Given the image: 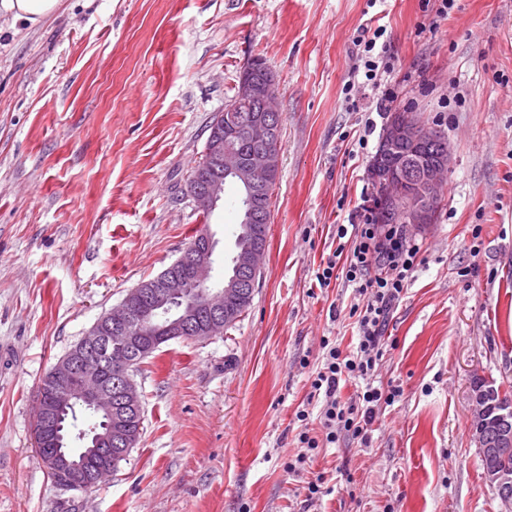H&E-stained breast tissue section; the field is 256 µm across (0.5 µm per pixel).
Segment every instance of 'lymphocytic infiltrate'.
Masks as SVG:
<instances>
[{
  "instance_id": "obj_1",
  "label": "lymphocytic infiltrate",
  "mask_w": 512,
  "mask_h": 512,
  "mask_svg": "<svg viewBox=\"0 0 512 512\" xmlns=\"http://www.w3.org/2000/svg\"><path fill=\"white\" fill-rule=\"evenodd\" d=\"M384 34L383 28L364 27L354 40L355 69L362 72L366 84L374 87L390 69L388 47L382 41ZM336 237V252L343 255L344 261H328L316 279L324 287L339 273L353 287L358 301L351 305L350 313L356 318L357 343L346 352L334 338H322V354L312 374L310 393L319 407V429L299 432L298 442L304 452L289 461L287 469L292 473L300 471L307 451L343 440L368 443L377 409L393 402L396 396L395 390L373 386L367 378L384 355L385 330L392 308L420 264L421 247L408 237L403 225L378 224L368 214L358 224L337 225ZM360 378L365 386L357 399L343 401L342 383Z\"/></svg>"
}]
</instances>
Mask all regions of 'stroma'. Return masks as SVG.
Wrapping results in <instances>:
<instances>
[{
  "label": "stroma",
  "mask_w": 512,
  "mask_h": 512,
  "mask_svg": "<svg viewBox=\"0 0 512 512\" xmlns=\"http://www.w3.org/2000/svg\"><path fill=\"white\" fill-rule=\"evenodd\" d=\"M436 7L61 0L36 27L0 19V512H506L470 435V387H512V0H455L444 19ZM366 25L384 26L393 56L377 91L348 86ZM257 57L282 124L251 305L223 335L162 345L135 377V448L100 486L62 488L34 447L41 380L202 225L223 282L237 190L205 216L187 185ZM384 91L452 156L436 222L407 230L422 263L372 377L398 394L368 446L319 449L293 474L320 340L355 341L352 287L316 274L372 197L380 136L364 120ZM319 475L332 492L307 505Z\"/></svg>",
  "instance_id": "stroma-1"
}]
</instances>
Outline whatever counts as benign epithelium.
I'll use <instances>...</instances> for the list:
<instances>
[{
    "mask_svg": "<svg viewBox=\"0 0 512 512\" xmlns=\"http://www.w3.org/2000/svg\"><path fill=\"white\" fill-rule=\"evenodd\" d=\"M275 77L263 83L241 81L240 93L255 97L261 104L275 105ZM423 125L411 112H393L387 119L378 153L374 155L369 175L373 182L400 211L405 222L421 226L433 223V211L439 207L441 190L450 167L451 156L444 157L436 165L420 163L421 172L411 182H406L394 170L390 159L400 144L414 141L421 135ZM247 133L250 139L266 148L247 162L232 150L224 149V115H219L209 131L204 160L195 167L189 179L190 196L196 207L205 212L214 211L224 196V177L242 184L248 192L244 199L245 223L250 242L234 257L235 275L230 282L237 281L240 273L253 274L262 268L265 247L264 223L268 218L257 215L253 207V195L265 191L279 171V151L274 149V122L272 115L262 111L253 117ZM211 241L205 233L197 245L167 267L156 280L162 286L155 288L150 283L140 285L133 294L124 298L117 306L102 316L82 338L77 351L70 357L59 360L52 369L53 390L51 400L44 407L41 432L45 440L55 441V421L66 405L80 400L90 407L112 415V424L103 433H96L84 442V456L73 455L67 448H59L48 458L46 464L58 474L67 477L74 487L86 485L88 472L85 457L98 456L116 464L127 457L135 447L138 432L125 422V415L142 410L141 393L131 373L135 358L147 354L155 345L142 339L143 326L156 313L171 303L180 305L178 319L171 326L168 337L190 336L196 340L210 339L220 334L224 321V297L237 293L235 288L210 287ZM189 271L191 286H186L181 269ZM91 346L112 371V387H104L88 367L81 351ZM494 395L490 388L479 383L471 387V400L475 406L470 434L479 448L485 479L498 490L504 505H512V472L499 465L500 459L512 447V436L490 440L485 436L486 407Z\"/></svg>",
    "mask_w": 512,
    "mask_h": 512,
    "instance_id": "benign-epithelium-1",
    "label": "benign epithelium"
}]
</instances>
